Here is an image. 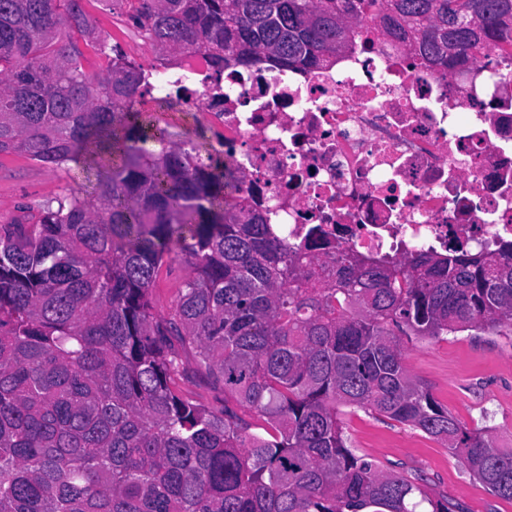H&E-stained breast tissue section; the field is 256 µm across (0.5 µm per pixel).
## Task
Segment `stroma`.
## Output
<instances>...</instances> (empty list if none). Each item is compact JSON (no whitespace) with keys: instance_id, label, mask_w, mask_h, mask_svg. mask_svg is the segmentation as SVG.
Listing matches in <instances>:
<instances>
[{"instance_id":"35a3bbf8","label":"stroma","mask_w":512,"mask_h":512,"mask_svg":"<svg viewBox=\"0 0 512 512\" xmlns=\"http://www.w3.org/2000/svg\"><path fill=\"white\" fill-rule=\"evenodd\" d=\"M83 8L108 45L118 46L135 66L158 61L129 11L113 9L110 0H83ZM92 193L85 160L57 167L22 153L0 155V224L28 221L49 199ZM187 272L178 258L161 267L152 291L156 313H172ZM403 356L408 372L440 404L468 427L495 433L499 448H512V333L467 330L440 339L414 337L404 340ZM337 412L354 452L383 471L422 479L434 498L448 499L461 512H512V501L491 495L447 447L423 431L343 405Z\"/></svg>"}]
</instances>
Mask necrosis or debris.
Segmentation results:
<instances>
[{
    "instance_id": "4bbe7bcc",
    "label": "necrosis or debris",
    "mask_w": 512,
    "mask_h": 512,
    "mask_svg": "<svg viewBox=\"0 0 512 512\" xmlns=\"http://www.w3.org/2000/svg\"><path fill=\"white\" fill-rule=\"evenodd\" d=\"M350 27L352 49L329 66L217 75L189 51L142 84L194 118L227 193L289 246L386 262L512 242V45L441 74Z\"/></svg>"
}]
</instances>
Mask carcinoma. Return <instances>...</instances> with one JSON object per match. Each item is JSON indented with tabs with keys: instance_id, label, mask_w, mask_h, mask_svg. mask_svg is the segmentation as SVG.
Masks as SVG:
<instances>
[{
	"instance_id": "1",
	"label": "carcinoma",
	"mask_w": 512,
	"mask_h": 512,
	"mask_svg": "<svg viewBox=\"0 0 512 512\" xmlns=\"http://www.w3.org/2000/svg\"><path fill=\"white\" fill-rule=\"evenodd\" d=\"M135 3L161 54L199 51L219 72L334 60L350 19L438 70L512 42V0ZM93 34L82 0H0V154L62 166L92 145L108 159L92 198L0 224V512H456L357 456L338 403L444 442L512 501V451L440 405L402 349L404 336L512 332V244L305 259L224 197L223 165L131 107L140 70L118 58L85 72ZM173 253L189 273L162 316L149 294ZM187 351L239 409L172 389Z\"/></svg>"
}]
</instances>
